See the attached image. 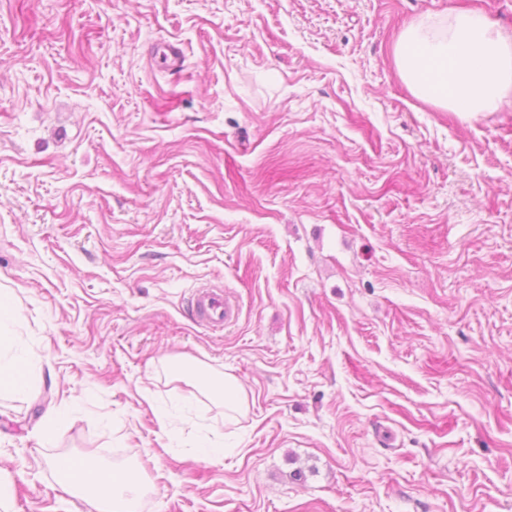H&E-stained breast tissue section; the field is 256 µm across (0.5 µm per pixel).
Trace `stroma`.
Here are the masks:
<instances>
[{
  "label": "stroma",
  "instance_id": "stroma-1",
  "mask_svg": "<svg viewBox=\"0 0 512 512\" xmlns=\"http://www.w3.org/2000/svg\"><path fill=\"white\" fill-rule=\"evenodd\" d=\"M460 7L512 31V0H0L9 512H94L61 459L140 463L141 512H512V106L423 103L391 54ZM170 356L246 389L222 438ZM199 315L209 324L217 327L228 326L236 318L235 305L227 297H219L207 291H199L193 299Z\"/></svg>",
  "mask_w": 512,
  "mask_h": 512
}]
</instances>
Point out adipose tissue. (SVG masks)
Listing matches in <instances>:
<instances>
[{
    "instance_id": "ef3b65f1",
    "label": "adipose tissue",
    "mask_w": 512,
    "mask_h": 512,
    "mask_svg": "<svg viewBox=\"0 0 512 512\" xmlns=\"http://www.w3.org/2000/svg\"><path fill=\"white\" fill-rule=\"evenodd\" d=\"M428 20L410 24L392 46L395 66L414 95L464 118L496 112L512 103V35L477 8H457L446 33L434 35ZM170 374L193 378L224 405L231 424L249 408L248 395L238 379L186 359L166 360ZM76 490L93 492L110 503L112 512H136L147 493L146 478L137 464L106 470L87 463L75 473Z\"/></svg>"
}]
</instances>
